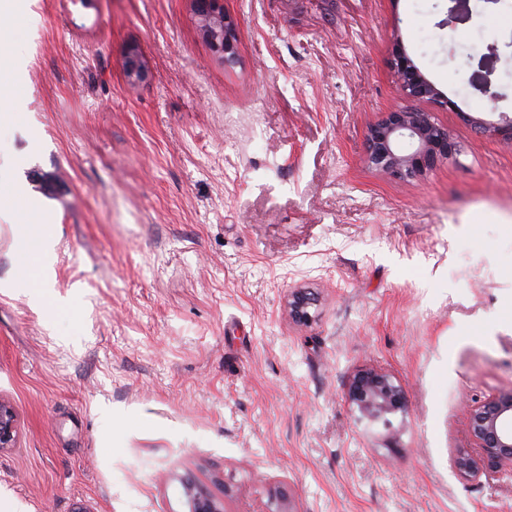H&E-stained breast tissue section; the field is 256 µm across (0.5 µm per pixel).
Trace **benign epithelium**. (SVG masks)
Returning <instances> with one entry per match:
<instances>
[{
  "mask_svg": "<svg viewBox=\"0 0 512 512\" xmlns=\"http://www.w3.org/2000/svg\"><path fill=\"white\" fill-rule=\"evenodd\" d=\"M199 29L214 52L230 64L236 57L235 20L224 12L219 0H193ZM393 69L400 95L409 100H423L437 108L454 106L415 64L400 44H395ZM124 69L133 84L147 81L149 68L136 48L128 49ZM481 134L493 133L512 140V118L499 122L472 120ZM459 152L448 129L436 123L430 112L404 107L384 113L365 134L364 161L368 168L402 181L416 180L433 171ZM313 298L302 290L288 297V316L300 324L312 321ZM348 398L360 415L371 424L392 426L391 416L404 409L405 395L390 376L375 370H362L352 378ZM467 422L477 451L455 449L449 458L453 470L463 479L476 481L504 470L512 472V389L502 391L467 407ZM19 434L18 415L13 404L0 398V452L16 447ZM181 486L190 504V512H221L209 494L192 479ZM268 512H294L291 497L282 486L267 491Z\"/></svg>",
  "mask_w": 512,
  "mask_h": 512,
  "instance_id": "obj_1",
  "label": "benign epithelium"
}]
</instances>
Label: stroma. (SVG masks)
<instances>
[{"instance_id": "stroma-1", "label": "stroma", "mask_w": 512, "mask_h": 512, "mask_svg": "<svg viewBox=\"0 0 512 512\" xmlns=\"http://www.w3.org/2000/svg\"><path fill=\"white\" fill-rule=\"evenodd\" d=\"M222 5L230 65L192 0H27L0 39V201L31 197L0 210V512H189L185 475L226 512L274 485L294 512H512V473L449 463L463 404L512 389V142L471 124L512 116V0ZM397 41L458 105L415 102L460 152L412 182L364 162L406 104ZM37 222L55 245L19 282ZM362 369L403 388L392 429L358 421ZM124 69L132 84L143 83L149 77L148 65L135 47L128 49L124 58ZM50 235L44 234L41 232L40 225L32 224L29 229L21 234L18 238L17 246L20 253L25 254L28 258L34 259L35 256L39 254L45 242L49 238ZM25 255L19 254L16 258V264L19 269L23 268L27 263V258ZM17 269L15 276L17 279L21 278H29L33 277L32 267H26L25 272H20ZM22 277H21V276ZM313 304V298L307 292L293 291L288 297V316L297 323L308 324L313 319ZM19 434L18 415L8 400L0 398V452L16 447Z\"/></svg>"}]
</instances>
